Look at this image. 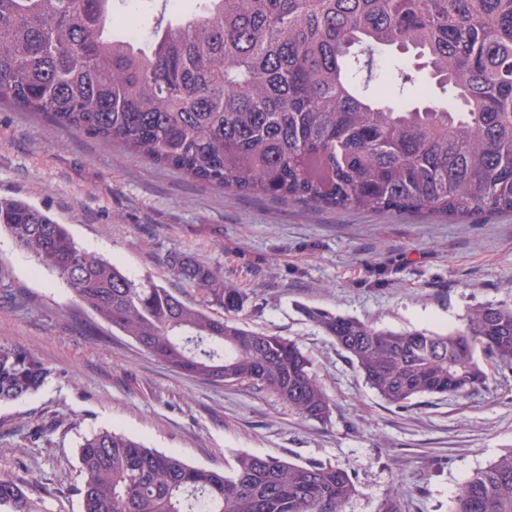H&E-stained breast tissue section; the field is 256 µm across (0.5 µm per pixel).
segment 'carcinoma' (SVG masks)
I'll list each match as a JSON object with an SVG mask.
<instances>
[{
    "label": "carcinoma",
    "mask_w": 512,
    "mask_h": 512,
    "mask_svg": "<svg viewBox=\"0 0 512 512\" xmlns=\"http://www.w3.org/2000/svg\"><path fill=\"white\" fill-rule=\"evenodd\" d=\"M112 5L0 0V101L220 190L336 210L512 213V0H205L138 40L113 30ZM392 47L413 60L383 68ZM2 229L174 371L330 417L299 345L237 323L245 294L205 260L172 252L167 263L223 318L128 277L26 201L0 200ZM304 314L393 405L484 384L479 352L512 369V306L474 308L448 332ZM49 374L0 345V403ZM78 463L82 512H345L356 492L336 466L242 454L224 471L194 467L107 429L83 437ZM0 512L44 508L1 473ZM448 512H512V450L475 470Z\"/></svg>",
    "instance_id": "1"
}]
</instances>
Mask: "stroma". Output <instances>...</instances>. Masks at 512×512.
<instances>
[{"mask_svg": "<svg viewBox=\"0 0 512 512\" xmlns=\"http://www.w3.org/2000/svg\"><path fill=\"white\" fill-rule=\"evenodd\" d=\"M193 6L115 0L113 13L146 32L158 16ZM0 198L48 211L88 252L191 302L200 291L171 273L167 257L205 258L246 295L240 323L295 340L331 401L319 423L250 384L173 372L79 305L2 231L0 288L14 298L0 305V344L30 351L51 375L34 394L0 403V473L25 483L46 512H82L79 444L101 429L213 469L241 454L339 467L357 489L345 512H448L474 470L512 450V370L479 356L484 385L399 408L301 312L443 331L462 327L478 305L512 304L511 213L451 221L220 191L6 103Z\"/></svg>", "mask_w": 512, "mask_h": 512, "instance_id": "35a3bbf8", "label": "stroma"}]
</instances>
